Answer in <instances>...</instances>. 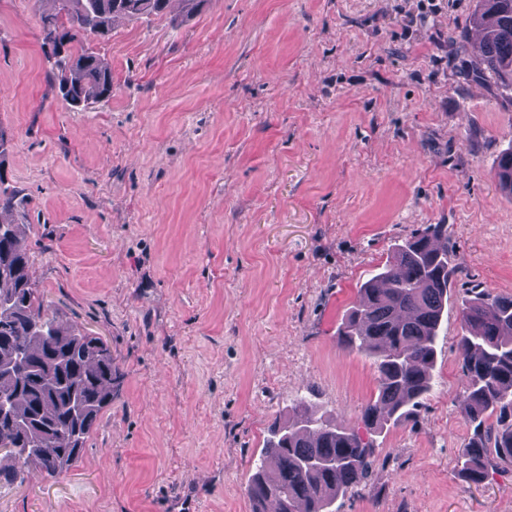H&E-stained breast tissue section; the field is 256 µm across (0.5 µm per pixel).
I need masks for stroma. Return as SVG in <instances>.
<instances>
[{
  "label": "stroma",
  "instance_id": "stroma-1",
  "mask_svg": "<svg viewBox=\"0 0 512 512\" xmlns=\"http://www.w3.org/2000/svg\"><path fill=\"white\" fill-rule=\"evenodd\" d=\"M477 0H204L83 45L109 99L50 89L53 0H0V175L31 276L112 351V405L66 474L0 487V512H251L246 485L290 400L356 427L372 358L336 343L396 245L448 227L435 384L374 434L336 512H512V468L459 475L458 305L512 294V89L472 76ZM467 39L449 51L448 36Z\"/></svg>",
  "mask_w": 512,
  "mask_h": 512
}]
</instances>
